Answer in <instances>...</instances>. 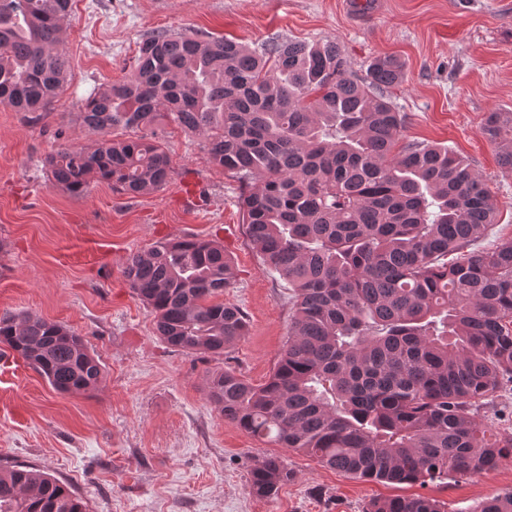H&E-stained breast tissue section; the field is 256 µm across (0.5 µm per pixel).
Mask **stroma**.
<instances>
[{"label":"stroma","instance_id":"35a3bbf8","mask_svg":"<svg viewBox=\"0 0 512 512\" xmlns=\"http://www.w3.org/2000/svg\"><path fill=\"white\" fill-rule=\"evenodd\" d=\"M161 29L248 46L332 39L358 78L374 58L396 57L404 79L392 101L408 116L404 136L448 147L485 181L498 216L482 248L512 238V173L481 133L489 113L512 112V0H73L64 92L38 121L0 106V313L67 325L103 378L92 392L60 394L21 357L1 355L0 464L48 471L87 512H364L372 499L420 493L472 512L512 489V463L422 488L357 480L289 452L294 480L270 498L251 494V468L276 447L218 414L207 373L221 367L263 383L288 339L292 304L245 235L239 182L210 161L203 137L169 122L157 134L171 175L152 194L95 183L74 195L53 187L43 165L57 148L94 146L77 117L82 103L127 75L141 39ZM88 237L108 244V264L67 261ZM183 237L218 242L234 264L224 300L249 327L220 358L161 341L123 276L134 251Z\"/></svg>","mask_w":512,"mask_h":512}]
</instances>
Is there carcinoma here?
<instances>
[{"label": "carcinoma", "instance_id": "1", "mask_svg": "<svg viewBox=\"0 0 512 512\" xmlns=\"http://www.w3.org/2000/svg\"><path fill=\"white\" fill-rule=\"evenodd\" d=\"M70 8L71 0H0L1 106L38 119L63 92ZM401 81L393 56L352 78L330 39L251 48L159 30L139 42L131 72L78 112L97 147L57 149L44 166L54 187L73 194L106 182L148 195L171 172L154 127L170 120L203 136L212 163L243 187L246 235L294 308L268 379L215 370L209 402L250 436L349 477L425 486L512 462V426L493 433L478 419L512 385V241L476 247L496 223L489 189L448 148L402 137L407 115L384 95ZM117 129L140 136L111 138ZM482 133L512 172V112L490 113ZM123 275L171 347L220 356L248 331L244 311L218 300L234 269L214 241L157 242L131 253ZM0 344L59 393H89L103 376L81 336L30 313L0 314ZM292 479L285 459L269 454L249 486L270 498ZM0 512L86 505L39 468L1 464ZM365 512L448 506L396 495ZM473 512H512V490Z\"/></svg>", "mask_w": 512, "mask_h": 512}]
</instances>
